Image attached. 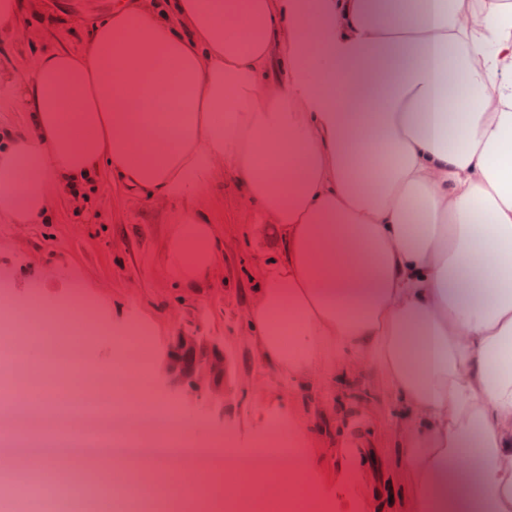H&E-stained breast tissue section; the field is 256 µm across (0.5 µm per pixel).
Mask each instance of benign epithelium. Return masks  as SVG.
<instances>
[{
	"instance_id": "7a95c632",
	"label": "benign epithelium",
	"mask_w": 512,
	"mask_h": 512,
	"mask_svg": "<svg viewBox=\"0 0 512 512\" xmlns=\"http://www.w3.org/2000/svg\"><path fill=\"white\" fill-rule=\"evenodd\" d=\"M160 371L167 385L181 395L201 397L215 411L224 408V385L229 375L224 345L180 329L161 360Z\"/></svg>"
}]
</instances>
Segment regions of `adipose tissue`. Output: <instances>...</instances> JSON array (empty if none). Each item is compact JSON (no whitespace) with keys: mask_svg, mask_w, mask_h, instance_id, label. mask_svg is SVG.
<instances>
[{"mask_svg":"<svg viewBox=\"0 0 512 512\" xmlns=\"http://www.w3.org/2000/svg\"><path fill=\"white\" fill-rule=\"evenodd\" d=\"M0 218L112 171L180 205L178 284L221 262L205 207L231 177L278 224L246 334L288 383L399 406L394 512H512V0H120L84 49L0 71ZM317 459L224 487L250 498Z\"/></svg>","mask_w":512,"mask_h":512,"instance_id":"ef3b65f1","label":"adipose tissue"}]
</instances>
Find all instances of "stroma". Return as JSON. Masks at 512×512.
Segmentation results:
<instances>
[{
    "mask_svg": "<svg viewBox=\"0 0 512 512\" xmlns=\"http://www.w3.org/2000/svg\"><path fill=\"white\" fill-rule=\"evenodd\" d=\"M25 2L16 28L0 31V69L12 65L22 75L43 52L85 44L93 23L111 12L115 0ZM209 197L224 265L199 289L175 287L169 273L168 251L178 222L175 203L116 193L106 177L98 181L89 201L78 203L68 195L57 200L50 223L11 224L1 219L0 278L10 284L15 303L21 305L33 302L60 312L78 297L94 299L110 327L109 335L91 343L98 369L112 368L121 334L135 325L148 331L150 386L147 393L124 400L123 409L132 418L141 419L142 403H152L160 412H173L195 450L227 436L232 455L246 459L261 438L252 417L260 412L276 417L285 405L308 428L312 441H320L322 433L337 427L316 414L323 398L320 383L305 393L289 390L287 382L259 362L244 334L253 276L264 257L276 254L279 227L244 202L232 179L214 187ZM179 328L223 343L230 362L223 413L206 411L159 377L162 356ZM388 455L384 447L364 451L348 479L322 480L318 493L327 512H339L341 496L352 493L363 473L377 477L380 499H389Z\"/></svg>",
    "mask_w": 512,
    "mask_h": 512,
    "instance_id": "stroma-1",
    "label": "stroma"
}]
</instances>
